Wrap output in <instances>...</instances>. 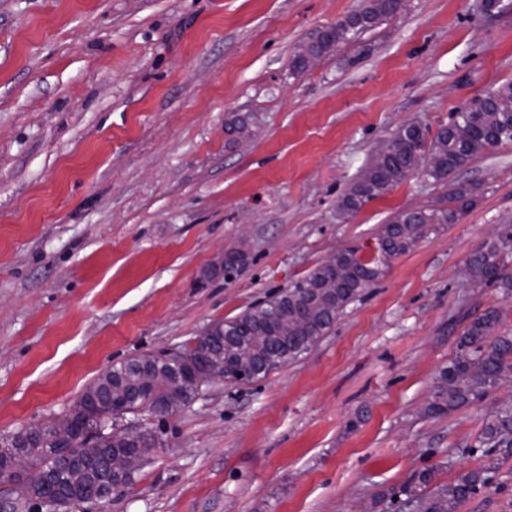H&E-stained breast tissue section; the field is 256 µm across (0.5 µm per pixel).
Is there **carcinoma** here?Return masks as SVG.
I'll list each match as a JSON object with an SVG mask.
<instances>
[{
  "instance_id": "obj_1",
  "label": "carcinoma",
  "mask_w": 512,
  "mask_h": 512,
  "mask_svg": "<svg viewBox=\"0 0 512 512\" xmlns=\"http://www.w3.org/2000/svg\"><path fill=\"white\" fill-rule=\"evenodd\" d=\"M399 13V0H367L358 11L309 37L312 48L323 55L341 43L371 29ZM487 131L502 135L500 143H512V83L504 84L475 97L458 109L450 122L433 138L428 129L403 125L397 129L386 148L392 155L371 161L359 179L343 195L339 207L346 213L358 212L367 202L409 177V171L421 163V154L437 152L442 163L425 171L435 182H443L471 159L488 149L483 136ZM475 188L459 184L448 194V208L407 211L384 226L377 237L379 255L367 259L359 249L336 253V269L325 265L282 289L273 299L254 306L240 316L211 326L196 338L179 358L144 355L129 359L105 371L90 384L79 401L65 414L80 424L84 438L62 451L53 435L38 425L28 426L0 439V484L10 485L14 498L9 509L30 503L44 504L52 512H90L98 502H112L119 496L140 468L145 449L154 445L146 434L132 442L115 430V423L127 414L139 411L145 402L164 415L188 405L202 387L216 381L217 369L226 361H236L244 352L253 351L258 361L240 368L251 382L264 378L297 359L315 345L344 309L360 299L383 275L389 259L404 254L423 238L434 224H454L475 200ZM470 280L476 284H498L512 289V226L504 228L495 239L484 243L470 258ZM334 277L341 284L333 294L329 308L315 299L314 290ZM300 316L306 330L299 337L283 341L277 335L278 323ZM265 328L257 344L253 329ZM512 372V331L502 330L500 313L487 308L474 315L465 326L459 352L443 367L435 381L432 409L439 414L484 400L500 385L501 374ZM479 440L491 447H512V402L498 407L484 423ZM120 455L126 470L110 480L99 477L90 455ZM499 463L469 472L448 484L429 488L433 472L413 477L411 489L414 512H457L458 506L489 482L488 474ZM83 475L76 479L75 471Z\"/></svg>"
}]
</instances>
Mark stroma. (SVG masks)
I'll list each match as a JSON object with an SVG mask.
<instances>
[{
	"mask_svg": "<svg viewBox=\"0 0 512 512\" xmlns=\"http://www.w3.org/2000/svg\"><path fill=\"white\" fill-rule=\"evenodd\" d=\"M363 0H0V436L63 417L102 373L193 344L398 213L472 208L392 258L306 353L217 382L155 437L111 512H409L412 475L479 469L483 420L431 412L465 317L512 293L458 270L512 223V144L339 208L399 126L437 133L512 82V0H408L304 73L299 43ZM244 132L230 131L232 122ZM245 250L231 277L207 278ZM458 512H512V452Z\"/></svg>",
	"mask_w": 512,
	"mask_h": 512,
	"instance_id": "1",
	"label": "stroma"
}]
</instances>
